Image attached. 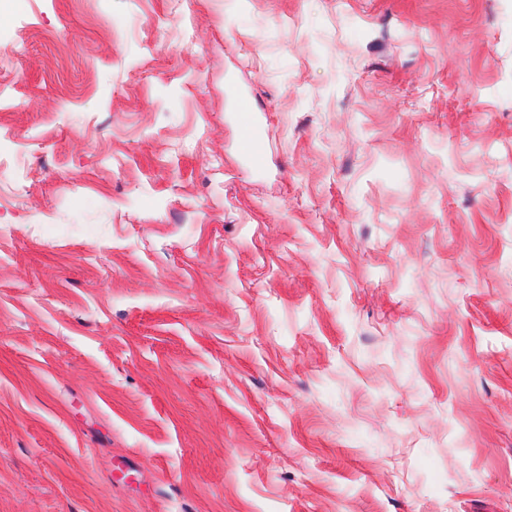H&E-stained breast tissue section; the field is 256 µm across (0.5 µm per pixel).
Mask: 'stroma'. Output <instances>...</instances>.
Wrapping results in <instances>:
<instances>
[{
	"instance_id": "35a3bbf8",
	"label": "stroma",
	"mask_w": 512,
	"mask_h": 512,
	"mask_svg": "<svg viewBox=\"0 0 512 512\" xmlns=\"http://www.w3.org/2000/svg\"><path fill=\"white\" fill-rule=\"evenodd\" d=\"M0 512H512V0H0ZM237 97V120L240 127L237 152L248 165L259 169L266 154L265 141L258 132L259 121L249 105L248 96L237 92Z\"/></svg>"
}]
</instances>
